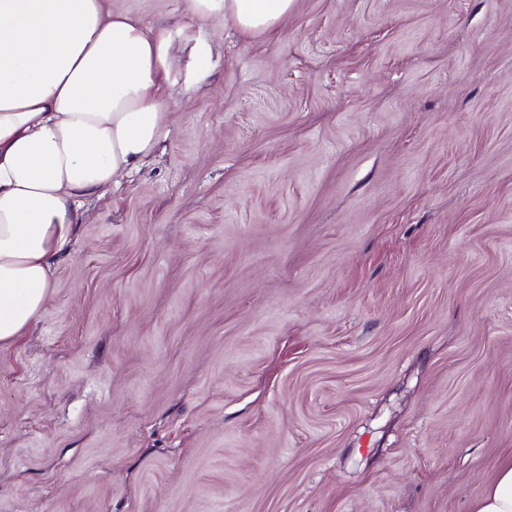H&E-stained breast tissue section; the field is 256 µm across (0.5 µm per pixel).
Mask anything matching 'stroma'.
Here are the masks:
<instances>
[{"label":"stroma","instance_id":"stroma-1","mask_svg":"<svg viewBox=\"0 0 512 512\" xmlns=\"http://www.w3.org/2000/svg\"><path fill=\"white\" fill-rule=\"evenodd\" d=\"M208 32L0 344V512H471L512 455V0Z\"/></svg>","mask_w":512,"mask_h":512}]
</instances>
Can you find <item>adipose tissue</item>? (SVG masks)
<instances>
[{
    "label": "adipose tissue",
    "instance_id": "ef3b65f1",
    "mask_svg": "<svg viewBox=\"0 0 512 512\" xmlns=\"http://www.w3.org/2000/svg\"><path fill=\"white\" fill-rule=\"evenodd\" d=\"M145 26L112 0H0V343L24 335L51 293L86 201L137 169L166 127V87L213 71L216 16L244 39L279 27L294 0H187ZM188 59L173 66V49ZM473 512H512V456Z\"/></svg>",
    "mask_w": 512,
    "mask_h": 512
}]
</instances>
